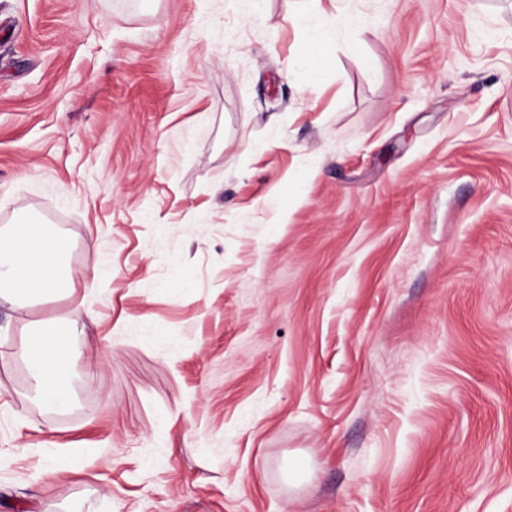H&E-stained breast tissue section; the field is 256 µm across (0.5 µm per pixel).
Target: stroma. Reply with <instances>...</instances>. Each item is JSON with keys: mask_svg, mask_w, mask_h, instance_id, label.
Masks as SVG:
<instances>
[{"mask_svg": "<svg viewBox=\"0 0 512 512\" xmlns=\"http://www.w3.org/2000/svg\"><path fill=\"white\" fill-rule=\"evenodd\" d=\"M32 214L75 291L0 305V512H512V0H0ZM20 356L30 376L31 393L37 401L58 409L71 402L68 385L69 359L74 336L94 342L76 324L34 328L25 334ZM86 456L77 449L57 448L52 457L51 468L57 473H69L81 468Z\"/></svg>", "mask_w": 512, "mask_h": 512, "instance_id": "35a3bbf8", "label": "stroma"}]
</instances>
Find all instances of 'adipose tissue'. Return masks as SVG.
<instances>
[{
  "label": "adipose tissue",
  "instance_id": "obj_1",
  "mask_svg": "<svg viewBox=\"0 0 512 512\" xmlns=\"http://www.w3.org/2000/svg\"><path fill=\"white\" fill-rule=\"evenodd\" d=\"M68 250V239L49 224L21 223L0 231V299L25 308L62 295L61 259ZM80 333L74 324L27 332L20 356L30 376L31 393L40 403L61 410L70 404V350Z\"/></svg>",
  "mask_w": 512,
  "mask_h": 512
}]
</instances>
